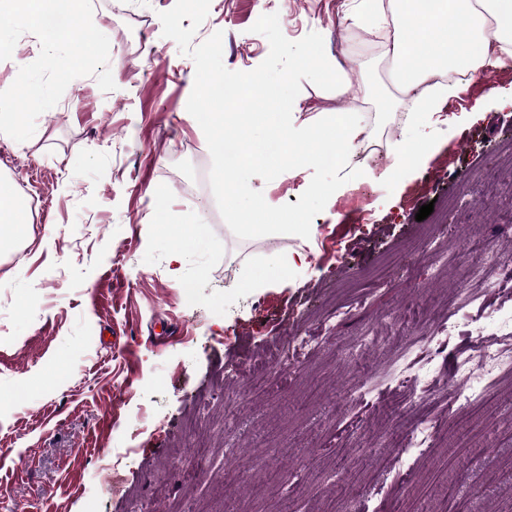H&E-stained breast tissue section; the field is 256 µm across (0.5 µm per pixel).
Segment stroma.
Segmentation results:
<instances>
[{"label": "stroma", "instance_id": "35a3bbf8", "mask_svg": "<svg viewBox=\"0 0 512 512\" xmlns=\"http://www.w3.org/2000/svg\"><path fill=\"white\" fill-rule=\"evenodd\" d=\"M356 3L210 0L193 38L222 32L224 66L250 71L270 50L251 27L277 13L287 39L320 33L346 70L340 96L303 82L301 116L364 113L375 149L349 160L366 176L330 197L309 237L243 240L223 220L186 109L195 64L162 34L175 0H94L115 90L76 78L30 139L0 133V179L35 191L20 200L25 224L0 227V512H448L452 495L469 512L512 507V384L475 406L477 434L448 412L470 337L447 336L421 396L392 379L443 316L468 323L503 302L475 282V302L455 295L481 254L512 256V68L460 84L432 123L388 82ZM404 139L427 141V158L406 165ZM496 160L499 189L474 202V174ZM311 177L250 185L280 206ZM176 222L207 229L178 272ZM298 251L305 263L246 287L250 270ZM302 335L312 346L260 372ZM415 420L436 435L405 481L396 452Z\"/></svg>", "mask_w": 512, "mask_h": 512}]
</instances>
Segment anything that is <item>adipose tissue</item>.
I'll return each instance as SVG.
<instances>
[{
	"label": "adipose tissue",
	"instance_id": "1",
	"mask_svg": "<svg viewBox=\"0 0 512 512\" xmlns=\"http://www.w3.org/2000/svg\"><path fill=\"white\" fill-rule=\"evenodd\" d=\"M352 19L392 25L384 51L392 80L401 93H416L429 115L458 92L456 84L433 83L434 75L512 63V0H358Z\"/></svg>",
	"mask_w": 512,
	"mask_h": 512
}]
</instances>
